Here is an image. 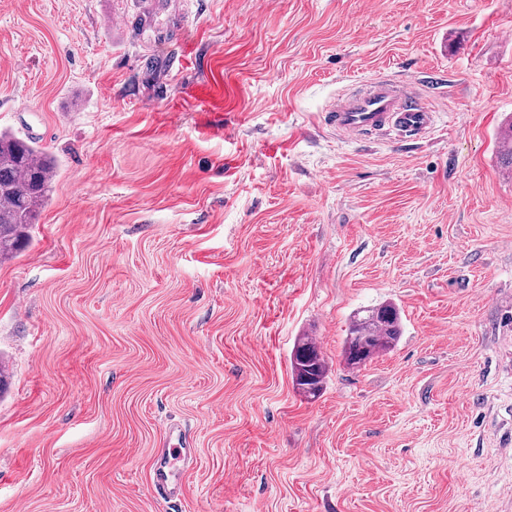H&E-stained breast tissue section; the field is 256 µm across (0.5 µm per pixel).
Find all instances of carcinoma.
<instances>
[{"mask_svg": "<svg viewBox=\"0 0 512 512\" xmlns=\"http://www.w3.org/2000/svg\"><path fill=\"white\" fill-rule=\"evenodd\" d=\"M498 151L505 171H512V122L498 133ZM57 161L36 145L11 132H0V262L10 260L32 241L38 209L48 199ZM402 335L400 312L383 302L357 311L344 340L342 356L349 368L392 350ZM295 390L307 399L320 395L329 366L316 342L304 336L290 359Z\"/></svg>", "mask_w": 512, "mask_h": 512, "instance_id": "carcinoma-1", "label": "carcinoma"}]
</instances>
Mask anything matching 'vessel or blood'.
<instances>
[{"label":"vessel or blood","instance_id":"vessel-or-blood-1","mask_svg":"<svg viewBox=\"0 0 512 512\" xmlns=\"http://www.w3.org/2000/svg\"><path fill=\"white\" fill-rule=\"evenodd\" d=\"M325 118L345 139H362L382 131L414 139L432 129L437 114L421 100L418 88L406 81L378 77L351 85L329 106ZM157 460L152 485L156 495L169 500L177 495L172 481L174 459H185L191 448L186 438Z\"/></svg>","mask_w":512,"mask_h":512}]
</instances>
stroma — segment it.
Masks as SVG:
<instances>
[{"label": "stroma", "mask_w": 512, "mask_h": 512, "mask_svg": "<svg viewBox=\"0 0 512 512\" xmlns=\"http://www.w3.org/2000/svg\"><path fill=\"white\" fill-rule=\"evenodd\" d=\"M509 29L512 0H0V130L59 161L0 263V512H512ZM378 76L430 135L323 124ZM385 300L396 347L348 369ZM402 335L400 312L392 302L357 311L344 340L342 356L348 368H358L391 351ZM292 382L295 390L307 399L320 395L329 366L316 342L309 336L299 338L290 359ZM178 443L179 448H166L163 455L157 460L153 471L154 492L158 497L168 501L176 497L178 488L172 481L173 463L171 460H184L187 455H191L190 443L185 436L179 435ZM172 456L177 457L172 458Z\"/></svg>", "instance_id": "1"}]
</instances>
